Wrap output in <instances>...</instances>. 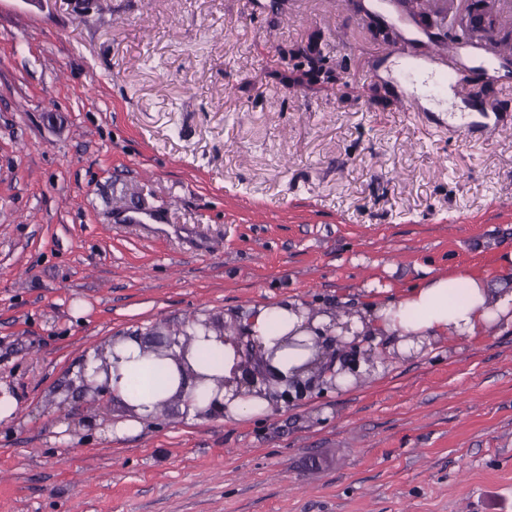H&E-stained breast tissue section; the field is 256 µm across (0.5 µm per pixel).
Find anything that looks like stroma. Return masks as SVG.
I'll return each instance as SVG.
<instances>
[{
    "label": "stroma",
    "mask_w": 512,
    "mask_h": 512,
    "mask_svg": "<svg viewBox=\"0 0 512 512\" xmlns=\"http://www.w3.org/2000/svg\"><path fill=\"white\" fill-rule=\"evenodd\" d=\"M363 5L0 0V512H512V325L254 418L107 439L90 419L128 407L71 394L90 349L160 321L503 279L512 120L449 136L391 78L389 44L425 57L455 0L425 26ZM451 59L455 104L512 117V69Z\"/></svg>",
    "instance_id": "stroma-1"
}]
</instances>
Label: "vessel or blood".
<instances>
[{"label": "vessel or blood", "instance_id": "1", "mask_svg": "<svg viewBox=\"0 0 512 512\" xmlns=\"http://www.w3.org/2000/svg\"><path fill=\"white\" fill-rule=\"evenodd\" d=\"M396 55L398 64L393 76L397 82L414 87L411 104L421 103L425 99L438 104L446 103L450 66L445 58L434 57L417 61L412 59L408 47L405 46L398 48Z\"/></svg>", "mask_w": 512, "mask_h": 512}]
</instances>
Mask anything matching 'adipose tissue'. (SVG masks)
<instances>
[{
    "mask_svg": "<svg viewBox=\"0 0 512 512\" xmlns=\"http://www.w3.org/2000/svg\"><path fill=\"white\" fill-rule=\"evenodd\" d=\"M510 323L511 288L469 274H438L400 297L374 298L339 315L312 310L295 299L261 305L238 323L235 339L200 330L156 353L140 337L122 336L102 352H89L81 374L133 409L132 418L100 429L104 436L123 438L161 416L164 403L172 399L193 416L214 410L238 419L270 410L272 400L233 382L249 348L272 355L285 378L300 367L314 377L323 372L330 353L327 347H314L319 336L340 335L366 348L385 341L398 353L416 356L443 338L483 339Z\"/></svg>",
    "mask_w": 512,
    "mask_h": 512,
    "instance_id": "1",
    "label": "adipose tissue"
}]
</instances>
